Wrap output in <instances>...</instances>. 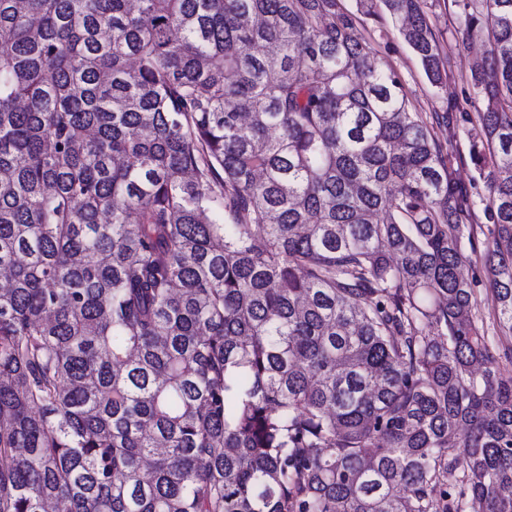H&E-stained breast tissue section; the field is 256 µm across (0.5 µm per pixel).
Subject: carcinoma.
<instances>
[{"label": "carcinoma", "mask_w": 512, "mask_h": 512, "mask_svg": "<svg viewBox=\"0 0 512 512\" xmlns=\"http://www.w3.org/2000/svg\"><path fill=\"white\" fill-rule=\"evenodd\" d=\"M471 157L512 336V0ZM427 0H0V512H512L474 201L398 72ZM483 241L484 235L479 234L476 241V253L471 254L469 247L467 246V254L470 255V264L468 263L465 269V273L472 276H477L481 279L478 287H476L479 318H483L484 328L487 331L488 336H502L495 319V301L494 297L486 286V271L484 267L483 258Z\"/></svg>", "instance_id": "obj_1"}]
</instances>
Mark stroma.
Listing matches in <instances>:
<instances>
[{"label": "stroma", "mask_w": 512, "mask_h": 512, "mask_svg": "<svg viewBox=\"0 0 512 512\" xmlns=\"http://www.w3.org/2000/svg\"><path fill=\"white\" fill-rule=\"evenodd\" d=\"M430 12L450 72L446 85L442 87L429 83L418 58L391 22L363 15L359 18L358 30L363 36L378 39L381 58L400 73L411 108L421 112L433 130L452 164L456 180L471 188L473 194L483 197L487 194L486 176L471 159V146L477 141L480 131L478 122L460 119L450 126L443 118L449 101L462 98L467 92L465 80L478 60L479 53L458 46L452 0H433Z\"/></svg>", "instance_id": "35a3bbf8"}]
</instances>
